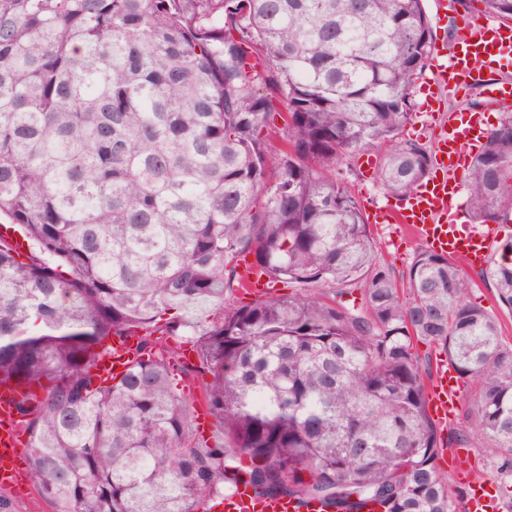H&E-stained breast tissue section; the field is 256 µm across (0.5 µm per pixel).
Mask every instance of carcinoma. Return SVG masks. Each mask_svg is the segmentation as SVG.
<instances>
[{"mask_svg":"<svg viewBox=\"0 0 512 512\" xmlns=\"http://www.w3.org/2000/svg\"><path fill=\"white\" fill-rule=\"evenodd\" d=\"M434 50L424 0H0V215L27 242L0 235V385L53 512H207L241 483L456 512L434 460L472 437L512 493V343L443 255L418 249L398 288L339 172L372 153L399 198L428 178L400 133ZM467 188L476 223L512 208L511 112ZM248 254L296 292L227 302ZM482 276L512 309V261ZM416 341L476 385L446 438ZM136 342V337L114 338L112 340V351L97 369L100 377L104 379L118 378L131 364Z\"/></svg>","mask_w":512,"mask_h":512,"instance_id":"carcinoma-1","label":"carcinoma"}]
</instances>
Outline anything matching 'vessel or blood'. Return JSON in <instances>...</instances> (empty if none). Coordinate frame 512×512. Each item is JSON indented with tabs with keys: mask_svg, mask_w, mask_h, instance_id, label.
Listing matches in <instances>:
<instances>
[{
	"mask_svg": "<svg viewBox=\"0 0 512 512\" xmlns=\"http://www.w3.org/2000/svg\"><path fill=\"white\" fill-rule=\"evenodd\" d=\"M430 86L431 100L440 104L466 97L479 87L488 105L512 110V25L479 17L461 19L455 26L451 52H439L434 57ZM485 134V116L479 111L469 112L466 119L452 118L440 125L434 134L431 177L384 214L385 222L400 225L413 240L470 269L483 266L492 248L489 232L465 228L459 204L467 168L465 148ZM241 274L250 295L261 297L270 292L271 283L257 268L243 267ZM135 345L132 337L113 339L111 352L97 369L100 377H119L129 367ZM460 396L456 372L449 365H440L427 391L428 405L440 424L455 418ZM15 398L14 391L0 390V484L5 486H19L24 481ZM220 508L222 512H326L316 501L302 508L287 499L259 498L242 484L225 496Z\"/></svg>",
	"mask_w": 512,
	"mask_h": 512,
	"instance_id": "vessel-or-blood-1",
	"label": "vessel or blood"
}]
</instances>
